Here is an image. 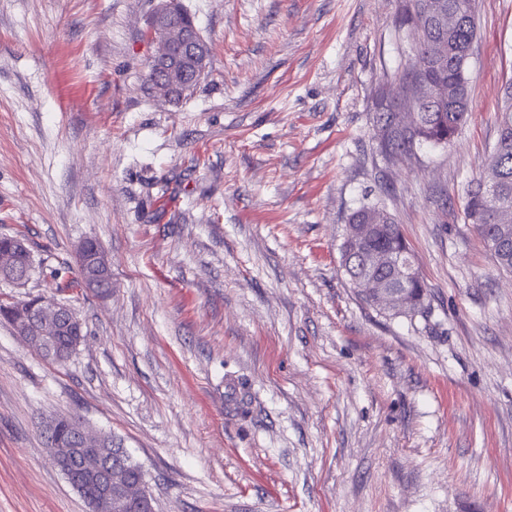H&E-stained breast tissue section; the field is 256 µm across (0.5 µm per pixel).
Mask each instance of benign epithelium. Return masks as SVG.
Wrapping results in <instances>:
<instances>
[{
    "instance_id": "1",
    "label": "benign epithelium",
    "mask_w": 512,
    "mask_h": 512,
    "mask_svg": "<svg viewBox=\"0 0 512 512\" xmlns=\"http://www.w3.org/2000/svg\"><path fill=\"white\" fill-rule=\"evenodd\" d=\"M149 36L156 46L150 60L152 81L148 83L153 94L173 101L187 78L197 81L208 74L210 47L199 38L193 18L182 14L179 0H160ZM383 228L382 224L347 225L343 264L348 267L355 264L357 247L366 244ZM365 260L367 271L352 277L353 285L379 302L403 304V292L396 290V286L420 277L412 255L376 250L367 252ZM15 311L24 321L20 337L31 347L39 346L43 340L37 328L38 322L46 316L78 333L82 330V322L71 308L44 298L20 304ZM95 439L96 436L75 424L72 447L58 448L56 443H51V459L65 479L84 493L88 512H102L103 507H110L114 502L124 508L131 503V499L120 494L129 483L124 454L107 453L98 447Z\"/></svg>"
}]
</instances>
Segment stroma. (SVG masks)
Instances as JSON below:
<instances>
[{
    "mask_svg": "<svg viewBox=\"0 0 512 512\" xmlns=\"http://www.w3.org/2000/svg\"><path fill=\"white\" fill-rule=\"evenodd\" d=\"M211 68L145 83L157 0H0V236L85 336L62 364L0 319V512H88L44 449L121 440L155 512H512V272L464 216L512 83V0H476L471 109L384 147L416 35L403 0H180ZM385 207L425 307L364 304L349 215ZM97 239L112 293L79 286ZM19 241L22 240L15 237L0 238V264L4 259L6 262L11 261L20 269L27 271L28 280L34 270V259L29 249L28 252L18 251L17 242Z\"/></svg>",
    "mask_w": 512,
    "mask_h": 512,
    "instance_id": "35a3bbf8",
    "label": "stroma"
}]
</instances>
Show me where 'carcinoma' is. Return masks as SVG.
Here are the masks:
<instances>
[{"label":"carcinoma","instance_id":"1","mask_svg":"<svg viewBox=\"0 0 512 512\" xmlns=\"http://www.w3.org/2000/svg\"><path fill=\"white\" fill-rule=\"evenodd\" d=\"M405 21L414 29H422L412 65L404 81L413 77V65L424 67V78L430 83L428 92L437 95L421 106L420 124L407 134L393 128L388 134L396 149L410 150L418 141L447 144L455 136L470 110L467 63L463 52L473 48L476 38L475 0H413L406 10ZM499 132L494 150L485 162V177L466 191L465 215L475 224L498 264L512 271V86L505 92ZM351 224H389V231L374 238L372 248L407 250L404 236L395 220L376 206H362L348 219ZM15 237L0 238V261L6 260L32 274L34 259L31 252L18 251ZM90 248L80 264L81 275H96L104 281L102 294L112 288L109 269L105 267L104 252L99 243L88 239ZM410 293L417 303L397 312H418L424 308V281L411 283ZM71 418L58 416L49 421L54 427L56 441L66 443L71 435Z\"/></svg>","mask_w":512,"mask_h":512}]
</instances>
